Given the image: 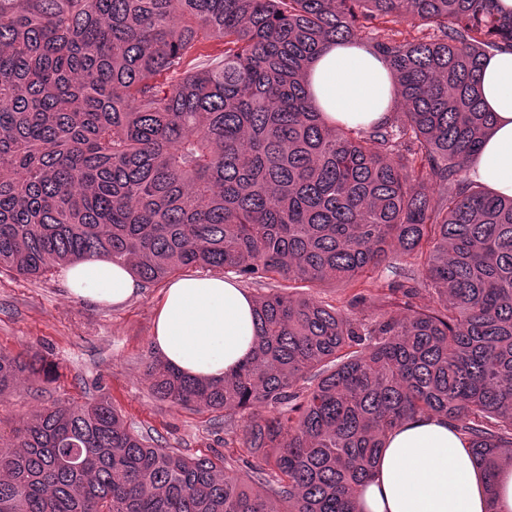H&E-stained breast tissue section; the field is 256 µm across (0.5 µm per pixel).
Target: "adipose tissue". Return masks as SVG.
Here are the masks:
<instances>
[{"label":"adipose tissue","mask_w":512,"mask_h":512,"mask_svg":"<svg viewBox=\"0 0 512 512\" xmlns=\"http://www.w3.org/2000/svg\"><path fill=\"white\" fill-rule=\"evenodd\" d=\"M493 125L468 161L471 180L512 198V52L482 60L477 77ZM312 101L325 118L369 128L383 121L394 99L392 69L354 41L326 44L308 71ZM70 294L97 305H120L140 282L128 267L91 258L62 267ZM255 300L220 275L185 276L166 288L151 345L182 374L219 381L254 352ZM359 512H486V479L467 438L447 419L406 420L387 438L371 478L358 490Z\"/></svg>","instance_id":"1"}]
</instances>
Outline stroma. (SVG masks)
<instances>
[{
	"label": "stroma",
	"mask_w": 512,
	"mask_h": 512,
	"mask_svg": "<svg viewBox=\"0 0 512 512\" xmlns=\"http://www.w3.org/2000/svg\"><path fill=\"white\" fill-rule=\"evenodd\" d=\"M165 283L143 285L120 306L71 296L59 271L27 278L0 269V350L37 351L56 367L51 381L21 382L0 398V443L9 444L21 417L55 401L109 398L127 426L189 456L229 454L242 445V420L225 430L220 413L156 399L145 363Z\"/></svg>",
	"instance_id": "stroma-1"
}]
</instances>
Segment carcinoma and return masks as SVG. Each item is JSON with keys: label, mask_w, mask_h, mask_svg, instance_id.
<instances>
[{"label": "carcinoma", "mask_w": 512, "mask_h": 512, "mask_svg": "<svg viewBox=\"0 0 512 512\" xmlns=\"http://www.w3.org/2000/svg\"><path fill=\"white\" fill-rule=\"evenodd\" d=\"M368 29L393 68L390 115L331 125L310 62ZM202 41L224 57L186 69ZM503 48L512 16L494 0H0V268L106 257L146 284L207 267L283 288L256 299L232 377L145 367L158 399L243 416L244 472L132 432L104 397L55 403L0 448V512H357L386 437L417 416L466 436L495 512L512 198L466 168L493 122L476 72ZM393 251L423 266L388 284L395 309L290 292L362 286ZM22 375L48 370L0 352V396Z\"/></svg>", "instance_id": "carcinoma-1"}]
</instances>
